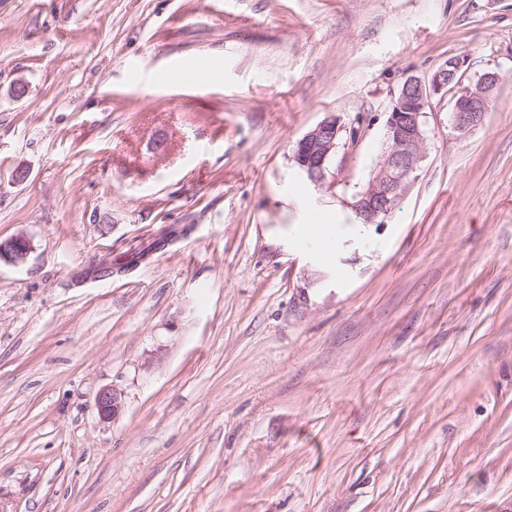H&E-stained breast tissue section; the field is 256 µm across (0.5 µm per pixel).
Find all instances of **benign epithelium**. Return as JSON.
<instances>
[{"instance_id":"7a95c632","label":"benign epithelium","mask_w":512,"mask_h":512,"mask_svg":"<svg viewBox=\"0 0 512 512\" xmlns=\"http://www.w3.org/2000/svg\"><path fill=\"white\" fill-rule=\"evenodd\" d=\"M466 71L467 60L454 56L432 74L427 84L411 76L404 80L385 112L386 149L368 184L352 204L362 223H384L400 197L418 179L426 143L424 118L430 99L448 92L456 77ZM500 80L498 72H486L456 98L452 120L457 131L465 133L482 121ZM345 130L341 119L330 115L296 143L294 159L298 171L315 187L326 183L329 165ZM31 252V242L22 234L0 241V261L20 266L27 262ZM96 407L101 418L116 419L123 408V393L115 387L102 389Z\"/></svg>"}]
</instances>
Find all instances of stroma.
<instances>
[{
  "instance_id": "obj_1",
  "label": "stroma",
  "mask_w": 512,
  "mask_h": 512,
  "mask_svg": "<svg viewBox=\"0 0 512 512\" xmlns=\"http://www.w3.org/2000/svg\"><path fill=\"white\" fill-rule=\"evenodd\" d=\"M452 55L500 72L489 112L433 96L418 179L358 223L384 111ZM330 114L359 134L319 190L293 150ZM18 234L0 512H512V0H0ZM96 407L102 419H116L123 408V393L115 387L102 389L97 396Z\"/></svg>"
}]
</instances>
